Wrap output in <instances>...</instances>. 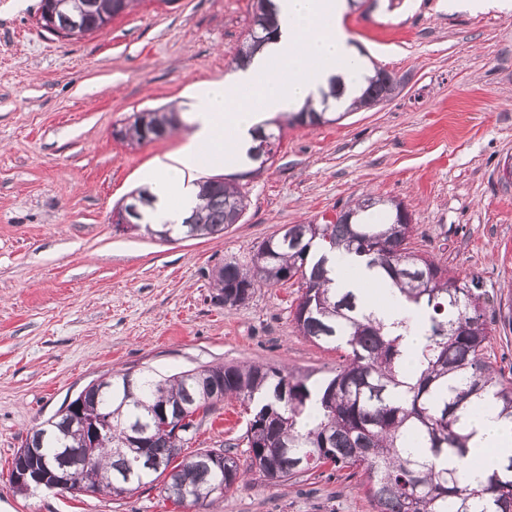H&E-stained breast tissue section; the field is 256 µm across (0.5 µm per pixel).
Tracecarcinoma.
Segmentation results:
<instances>
[{"instance_id": "carcinoma-1", "label": "carcinoma", "mask_w": 512, "mask_h": 512, "mask_svg": "<svg viewBox=\"0 0 512 512\" xmlns=\"http://www.w3.org/2000/svg\"><path fill=\"white\" fill-rule=\"evenodd\" d=\"M86 1L93 7L57 13L56 28L65 31L78 17L85 31L93 33L106 26L105 18L125 13L136 2L78 0ZM260 9L258 27L248 30L237 61L277 35L271 0H261ZM385 77L390 74L374 69L360 95L333 121L381 98ZM339 97L340 90L331 85L321 110L307 108L288 123L320 124L329 99ZM174 112L156 109L148 129L133 122L120 129L122 138L138 143L160 138L175 128ZM262 139L266 144L247 153L261 167L274 157L279 136L270 132ZM198 184L201 204L184 221L186 236L219 235L239 222L247 195L238 176L222 181L209 177ZM397 219L390 215L384 224H352L339 217L331 224H291L261 242L249 258L216 267L212 277L219 305L231 298L230 306H239L259 288L297 281L302 294L293 312L295 328L318 345L343 349L341 364L321 382L264 364L204 366L161 380L129 372L100 380V389L92 385L77 396L82 416L96 430L87 472L94 492L119 497L161 478L167 498L196 507L238 488L239 465L229 450L221 449L231 466L224 473L215 469L210 449L196 452L188 463L176 462L175 452L193 439L199 416L234 398L253 406L244 435L249 467L272 485L312 476L328 464L348 478L362 477L360 488L374 512H512V457L480 482L441 464L466 454L470 434L464 420L480 402L501 405L500 416L512 422V383L505 384L485 360L493 339L486 314L494 295L483 289L479 276H451L433 258L411 250L413 225L398 231ZM316 243L364 258L418 307L424 336L420 374L406 395L396 394L403 385L400 335L364 314L352 293L328 287L325 257L312 251ZM209 374L218 381L215 392L205 386ZM161 409L182 432L155 427ZM135 437L147 441L144 460L128 452ZM24 447L35 449L29 464L56 470L62 449H71L69 462L76 464L87 442L71 433L70 415L61 411L48 428L34 431Z\"/></svg>"}]
</instances>
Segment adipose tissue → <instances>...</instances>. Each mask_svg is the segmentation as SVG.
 I'll return each instance as SVG.
<instances>
[{"mask_svg": "<svg viewBox=\"0 0 512 512\" xmlns=\"http://www.w3.org/2000/svg\"><path fill=\"white\" fill-rule=\"evenodd\" d=\"M273 5L276 38L238 63L229 80L210 83L193 99L190 135L176 162L157 164L146 176L153 203L144 223L181 224L200 203L191 171L245 157L264 121L319 105L331 78H341L352 96L365 84L370 70L343 25L348 0H273ZM325 268L333 288L354 292L364 311L384 324L410 316L405 296L355 254L328 252ZM467 426L471 476L483 480L512 457V423L485 403Z\"/></svg>", "mask_w": 512, "mask_h": 512, "instance_id": "ef3b65f1", "label": "adipose tissue"}]
</instances>
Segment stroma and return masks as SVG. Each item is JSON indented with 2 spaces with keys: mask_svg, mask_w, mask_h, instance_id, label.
Masks as SVG:
<instances>
[{
  "mask_svg": "<svg viewBox=\"0 0 512 512\" xmlns=\"http://www.w3.org/2000/svg\"><path fill=\"white\" fill-rule=\"evenodd\" d=\"M256 0H139L104 30L61 39L42 0H0V512H373L325 470L272 486L249 467L248 411L227 400L184 455L235 445L245 482L197 510L148 484L124 497L26 494L16 451L67 399L119 371L161 377L251 362L330 376L340 353L300 336L292 284L239 307L211 274L288 224H322L363 197L404 202L414 250L476 274L512 305V8L364 0L343 24L400 87L333 124L284 128L271 166L247 177L248 207L213 237L162 241L110 221L190 129L131 143L114 129L230 74ZM235 423L223 425L225 411Z\"/></svg>",
  "mask_w": 512,
  "mask_h": 512,
  "instance_id": "obj_1",
  "label": "stroma"
}]
</instances>
